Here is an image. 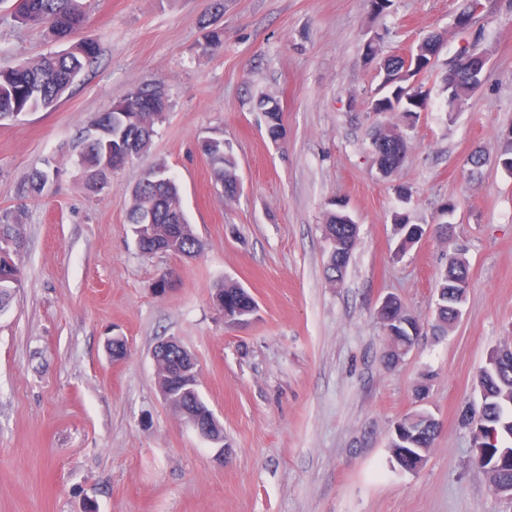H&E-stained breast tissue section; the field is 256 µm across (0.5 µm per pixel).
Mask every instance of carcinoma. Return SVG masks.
<instances>
[{"label": "carcinoma", "instance_id": "carcinoma-1", "mask_svg": "<svg viewBox=\"0 0 512 512\" xmlns=\"http://www.w3.org/2000/svg\"><path fill=\"white\" fill-rule=\"evenodd\" d=\"M222 0H213L211 11L203 19L208 28V46L221 47V32L213 27V19L222 11ZM14 17L23 25L45 26L53 39L67 44L62 51L47 53L34 60L19 61L10 66H0V121L41 109L55 106L72 88L77 77L100 54L99 44L82 37L87 22V0H13ZM394 61L384 60L379 66L380 90L384 94L371 102V111L384 115L411 116L425 110L430 91L419 83L409 86L412 76L401 80L395 78ZM485 70L480 69L474 78H458L444 82L441 91L446 94V102L454 108L478 88L484 79ZM153 94L159 98L166 96L164 84L156 79L144 80L136 85L117 105V109H107L99 118L98 124H107L113 135L122 138L121 151L134 159L145 153L151 144L156 127L164 119L168 104H163L157 112H146L139 107L142 95ZM90 129H85L78 137L79 165L82 168L85 186L96 192L107 184L112 167L107 164L104 148L90 141ZM396 137L401 141V151L407 152V133L397 126H386L372 140L377 147L382 139ZM207 159L215 184L219 185L228 198L237 196V163L230 150L221 144L207 152ZM58 168L47 159L43 166L36 168L28 179V193L32 198L42 197L46 186L54 180ZM344 203L335 200L329 203L325 235L332 242L328 254L326 274L334 283L342 281L348 264L355 236L349 234L351 225L340 222L345 212ZM152 215V230L156 235L168 236L171 245L168 253L194 257L201 250V242L189 224L179 187L167 166L157 163L151 166L131 190V205L127 214V224H140L146 215ZM420 227L410 223L405 214L394 215V231L398 238L399 252L412 246L413 238ZM9 239L22 242L19 215L13 211L0 212V240ZM469 266L460 255L448 257V263L436 282V328L448 330L457 316L454 309L461 305L458 283L468 279ZM22 283V272L12 255L0 254V310L11 298L12 291ZM421 330L411 335L404 326L399 328L395 341L390 343L389 360L397 361L406 349L417 340ZM163 360L169 375L158 381L159 389L168 391L170 406L182 417L187 414L202 415L209 407L194 387L196 362L185 350L167 347L156 352ZM494 368L481 369L478 375V388L483 394V402L477 420L499 427L504 441L512 436L504 429V424L512 421V349L504 347L497 351ZM398 433L390 440L391 459L397 460L402 452L412 448L416 462H421L437 436L438 424L423 413L416 412L397 422Z\"/></svg>", "mask_w": 512, "mask_h": 512}]
</instances>
